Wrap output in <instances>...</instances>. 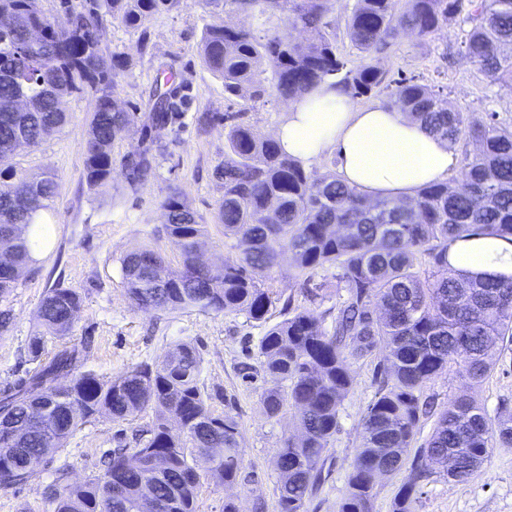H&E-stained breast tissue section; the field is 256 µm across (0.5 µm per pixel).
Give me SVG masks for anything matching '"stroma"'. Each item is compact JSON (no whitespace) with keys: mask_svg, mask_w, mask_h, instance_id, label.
Segmentation results:
<instances>
[{"mask_svg":"<svg viewBox=\"0 0 512 512\" xmlns=\"http://www.w3.org/2000/svg\"><path fill=\"white\" fill-rule=\"evenodd\" d=\"M222 22L248 27L254 20L224 15L222 10L206 7L204 0H180L171 11L151 19L144 40L119 22H107L105 49L133 61L118 77L113 95L123 107H135L137 124L118 134L112 144V186L106 193L92 194L84 183L80 146L93 108L91 97L70 98L67 123L17 155L20 168L53 169L60 189L47 216L53 227L48 245L30 263L17 287L0 298V309L11 313L8 331L0 334V390L26 377L60 348L59 339L43 334L38 319L44 294L57 285L82 295L69 340L76 344L91 340L84 367L98 375L111 378L144 362H161L175 343H191L203 359L201 383L210 396L211 410L235 417L244 448V468L237 481L225 487L203 483L198 512H224L228 500L234 501L239 512H254L256 501L274 503L279 481L276 452L294 432L289 413L267 416L260 403L265 376L257 344L265 323L242 313L139 311L126 296L120 264L124 253L140 245L178 264L179 251L163 231L165 215L159 206L174 190L209 226L211 239L204 248V259L218 265L236 254L225 245L217 222L222 192L213 173L224 161L223 116L244 111L253 131L270 138L288 103L267 97L243 108L225 98L223 80L206 69L197 50L204 25ZM461 40L462 31L452 21L441 41L429 44L407 35L373 54L372 62L388 79L414 77L443 87L451 104L471 113L474 120H484L494 112L512 124V90L490 82L463 56L447 57V46L459 45ZM161 73L175 74L180 89L171 118L152 150L153 172L134 191L126 182L124 162L144 147L142 127L152 107L151 87ZM36 336L43 341L37 358L30 352ZM384 359V351L378 349L351 364L353 386L330 443L325 480L310 499L308 512L338 510L347 469L360 443L361 419L376 392L375 373ZM473 394L488 416H495L501 406L512 407V342L498 349L493 372ZM153 419L150 410L131 423L106 415L90 419L63 448L44 457L23 484L0 488V512H50L46 490L58 474H65L70 483L85 481L99 472L112 450L135 447L137 434ZM416 512H512V448H490L480 471L465 482L434 473L422 489Z\"/></svg>","mask_w":512,"mask_h":512,"instance_id":"obj_1","label":"stroma"}]
</instances>
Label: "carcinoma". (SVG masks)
Segmentation results:
<instances>
[{
  "mask_svg": "<svg viewBox=\"0 0 512 512\" xmlns=\"http://www.w3.org/2000/svg\"><path fill=\"white\" fill-rule=\"evenodd\" d=\"M73 25L57 28L40 0H0V255L10 269L0 273V297L21 281L33 261L28 230L45 223L58 195L50 169L28 171L14 163L16 143L37 145L64 126L67 101L87 94L93 100L81 144L84 179L93 194L112 183V142L136 122V114L113 100L115 79L131 66L109 54L101 34L112 19L140 33L147 46V24L178 0H69ZM338 0H206L224 12L263 18L262 27L205 25L199 56L224 81V94L243 102L274 95L283 100L309 93L325 81L352 98L385 83L371 65L347 67L337 53L329 16ZM469 25L464 56L491 82L512 89V0H354L345 36L361 54L390 46L407 34L431 41L453 17ZM151 127L169 121L175 75L156 76ZM390 106L410 113L424 128L462 150L457 175L430 184L409 201H374L342 184L336 168L308 170L283 153L276 140L257 136L245 122L224 134V165L214 177L222 191L218 212L224 242L238 255L221 268L200 270L197 251L206 245L207 227L176 192L160 201L165 232L180 250L172 268L154 250L141 247L121 258L131 305L143 312L199 309L245 313L267 322L275 303L261 278L291 256L304 301L325 297L310 287L317 271L336 269L348 297L336 304L331 324L308 308L286 302L287 317L265 328L258 351L267 376L261 405L269 417L288 410L299 436L277 451L280 481L274 512H307L322 482L328 448L339 426L343 401L352 384L350 363L381 347L386 364L377 371L378 389L361 422V440L346 474L337 512H373L382 471L409 467L392 512H415L429 464L465 481L480 469L493 443L512 447V409L496 419L463 393L439 411L423 399L447 368L472 384L492 373L497 341H512V277L467 278L448 267V244L479 234L512 239V125L497 113L481 123L448 108L433 87L413 78L396 82ZM477 152L470 154L469 143ZM153 155L142 151L127 179L131 187L147 180ZM170 277L157 283L146 262ZM81 294L56 286L39 308L45 330L71 335L72 312ZM86 346H62L27 378L0 394V419L14 435L0 433V487L24 482L28 460L62 448L90 418L105 414L134 421L155 412L147 437L133 449L112 451L105 467L78 485L56 483L47 499L54 512H136L145 489L162 501L163 512H196L202 479L216 486L235 483L244 466L239 424L216 416L201 386L202 357L188 342L175 344L159 364H140L104 378L82 370ZM434 426L414 459L410 449L423 418ZM182 423L174 434L169 425ZM210 457L201 477L191 460Z\"/></svg>",
  "mask_w": 512,
  "mask_h": 512,
  "instance_id": "carcinoma-1",
  "label": "carcinoma"
}]
</instances>
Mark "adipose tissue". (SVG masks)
I'll use <instances>...</instances> for the list:
<instances>
[{
  "label": "adipose tissue",
  "instance_id": "adipose-tissue-1",
  "mask_svg": "<svg viewBox=\"0 0 512 512\" xmlns=\"http://www.w3.org/2000/svg\"><path fill=\"white\" fill-rule=\"evenodd\" d=\"M275 138L281 150L309 165L336 155L340 180L371 199L406 201L425 185L447 180L456 164L450 144L401 110L376 103L357 108L330 84L291 100ZM448 261L473 276L512 275V242L473 235L450 242Z\"/></svg>",
  "mask_w": 512,
  "mask_h": 512
}]
</instances>
